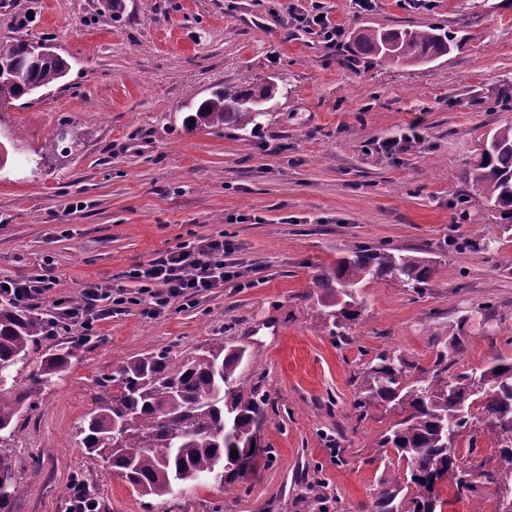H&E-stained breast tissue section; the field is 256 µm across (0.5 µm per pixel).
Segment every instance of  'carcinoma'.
I'll use <instances>...</instances> for the list:
<instances>
[{"label": "carcinoma", "instance_id": "obj_1", "mask_svg": "<svg viewBox=\"0 0 512 512\" xmlns=\"http://www.w3.org/2000/svg\"><path fill=\"white\" fill-rule=\"evenodd\" d=\"M386 40L396 46V63L411 66L449 54L455 36L433 25L386 33L365 29L353 45L362 54L378 57ZM8 52L0 56V105L59 81L70 68L57 54L35 57L23 40ZM275 90L270 84L218 90L199 104L190 125L256 128L264 113L252 110L248 100L272 98ZM465 180L478 186L502 219L512 221V121L490 133L487 151L465 171ZM432 273L430 261L412 250L357 245L336 263L320 268L313 279L323 290L319 306L324 326L338 340L348 339L346 329L361 313L337 303L347 289L389 278L416 292ZM47 329L48 323L31 309L10 299L0 301L1 448L16 437L21 413L36 407L37 394L61 379L82 348L80 340L58 345L27 371L25 360L47 337ZM388 355L386 350L376 354L360 383L355 408L361 419L378 405L402 414L379 436L378 445L394 448L407 468L379 491L373 512H404L395 500L405 487L414 490L412 512H446L463 498L478 500L479 479L487 472L475 471L458 454L456 443L464 433L472 450L479 435L493 442L501 460L497 476L509 488L512 361L499 358L478 371L450 374L447 355L439 352L432 368L420 369V376L406 385L402 372L392 370ZM244 359V350L220 341L178 363L155 351L122 360L111 374L95 381V407L78 427L86 453L120 473L143 497H174L185 484L200 479L227 487L260 452L256 428L264 409L254 392L246 395L238 384ZM20 492L12 457L0 452V512H13Z\"/></svg>", "mask_w": 512, "mask_h": 512}]
</instances>
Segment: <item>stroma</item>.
<instances>
[{
  "label": "stroma",
  "instance_id": "1",
  "mask_svg": "<svg viewBox=\"0 0 512 512\" xmlns=\"http://www.w3.org/2000/svg\"><path fill=\"white\" fill-rule=\"evenodd\" d=\"M317 15L342 36L327 42ZM427 25L458 47L417 66L351 48L364 29ZM19 39L71 68L0 107V280L50 262L51 297L96 282L131 299L130 268L220 235L242 276L159 317L129 301L95 325L8 448L14 512H60L75 476L100 512H368L407 467L378 445L396 413L354 407L376 352L427 368L441 351L456 372L512 359V226L462 177L512 120V0H0V50ZM266 81L278 90L258 129L187 127L219 88ZM61 126L77 149L45 154ZM357 244L421 251L434 272L419 292L361 285L339 342L312 278ZM220 340L246 351L239 381L265 397L257 438L274 451L230 490L143 497L80 448L94 381L120 359Z\"/></svg>",
  "mask_w": 512,
  "mask_h": 512
}]
</instances>
